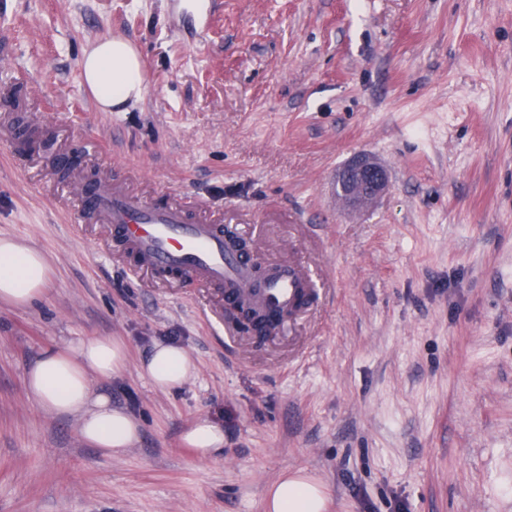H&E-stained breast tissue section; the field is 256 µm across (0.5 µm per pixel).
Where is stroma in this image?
Here are the masks:
<instances>
[{
    "label": "stroma",
    "instance_id": "35a3bbf8",
    "mask_svg": "<svg viewBox=\"0 0 512 512\" xmlns=\"http://www.w3.org/2000/svg\"><path fill=\"white\" fill-rule=\"evenodd\" d=\"M174 0H0V238L44 253L45 297L0 302V512H263L305 469L329 512H512V0H216L200 43ZM107 37L142 95L101 111L82 82ZM366 152L390 187L349 211L335 171ZM95 173L228 224L261 264L317 286L265 340L224 291L138 269L75 186ZM115 337L120 457L45 414L46 347ZM197 370L155 388L154 342ZM206 418L219 457L181 442Z\"/></svg>",
    "mask_w": 512,
    "mask_h": 512
}]
</instances>
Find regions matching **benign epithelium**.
Returning <instances> with one entry per match:
<instances>
[{"label": "benign epithelium", "instance_id": "obj_1", "mask_svg": "<svg viewBox=\"0 0 512 512\" xmlns=\"http://www.w3.org/2000/svg\"><path fill=\"white\" fill-rule=\"evenodd\" d=\"M333 188L345 204L358 208L381 197L388 188V175L369 154L351 158L335 176ZM237 318L243 327L262 336L269 333V323L251 308L233 303Z\"/></svg>", "mask_w": 512, "mask_h": 512}]
</instances>
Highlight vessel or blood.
<instances>
[{"label":"vessel or blood","mask_w":512,"mask_h":512,"mask_svg":"<svg viewBox=\"0 0 512 512\" xmlns=\"http://www.w3.org/2000/svg\"><path fill=\"white\" fill-rule=\"evenodd\" d=\"M80 202L82 211L96 213L111 225L151 272L177 270L224 286L235 296L277 315L292 311L301 294L315 285L312 275L302 267L288 266L263 288L253 289L251 267L231 252L223 227L190 220L180 203L161 208L102 182L86 185Z\"/></svg>","instance_id":"vessel-or-blood-1"}]
</instances>
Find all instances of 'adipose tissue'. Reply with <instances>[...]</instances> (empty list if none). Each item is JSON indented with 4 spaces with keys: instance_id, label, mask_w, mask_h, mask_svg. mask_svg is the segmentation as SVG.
Returning <instances> with one entry per match:
<instances>
[{
    "instance_id": "adipose-tissue-1",
    "label": "adipose tissue",
    "mask_w": 512,
    "mask_h": 512,
    "mask_svg": "<svg viewBox=\"0 0 512 512\" xmlns=\"http://www.w3.org/2000/svg\"><path fill=\"white\" fill-rule=\"evenodd\" d=\"M83 81L106 111L139 98L143 74L137 49L120 37L96 42L80 61ZM50 264L37 249L10 238L0 239V301L26 306L48 286ZM127 362L122 341L111 337L81 339L43 350L25 375L29 396L45 413L76 419L81 437L108 456L117 457L138 439L139 424L113 408L110 395L92 391L91 377L109 380ZM152 385L161 390L182 387L196 365L179 345L158 342L141 364ZM324 485L298 470L282 475L264 495L265 512H326Z\"/></svg>"
}]
</instances>
